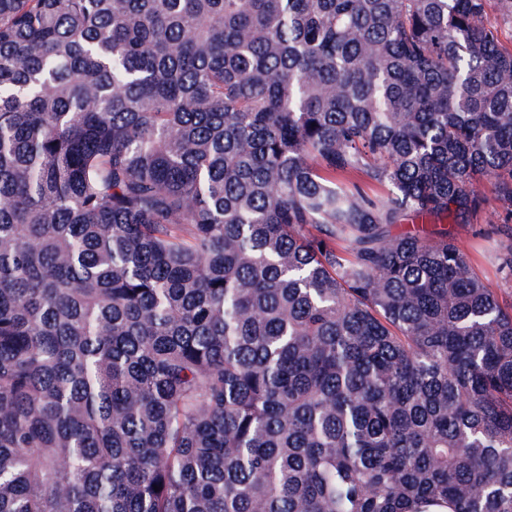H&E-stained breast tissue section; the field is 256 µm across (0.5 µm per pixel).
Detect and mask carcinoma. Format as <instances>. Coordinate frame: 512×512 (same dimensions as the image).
Wrapping results in <instances>:
<instances>
[{"label": "carcinoma", "instance_id": "1", "mask_svg": "<svg viewBox=\"0 0 512 512\" xmlns=\"http://www.w3.org/2000/svg\"><path fill=\"white\" fill-rule=\"evenodd\" d=\"M487 5L0 0V512H512ZM476 184L488 198L487 210L479 212L471 224L457 228V243L470 256L475 267L490 279L495 288H499L501 297L509 301L512 298V279H505L497 273L495 259L501 241L506 239L501 234L491 233L493 227H501L504 224L502 213L493 194L490 181L486 178H479Z\"/></svg>", "mask_w": 512, "mask_h": 512}]
</instances>
